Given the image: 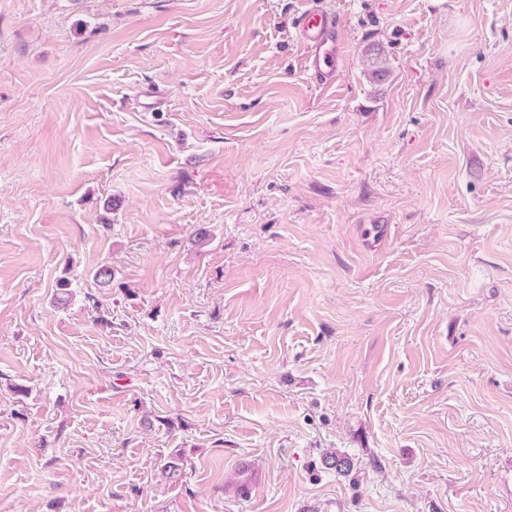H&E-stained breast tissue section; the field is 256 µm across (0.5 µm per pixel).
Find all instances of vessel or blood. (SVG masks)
<instances>
[{
  "instance_id": "obj_1",
  "label": "vessel or blood",
  "mask_w": 512,
  "mask_h": 512,
  "mask_svg": "<svg viewBox=\"0 0 512 512\" xmlns=\"http://www.w3.org/2000/svg\"><path fill=\"white\" fill-rule=\"evenodd\" d=\"M295 29L307 49V71L320 86H334L341 59L340 13L324 7L305 10L297 17ZM235 465L242 478L237 485L238 492L251 490L258 472L256 459L250 455H242L237 458Z\"/></svg>"
}]
</instances>
